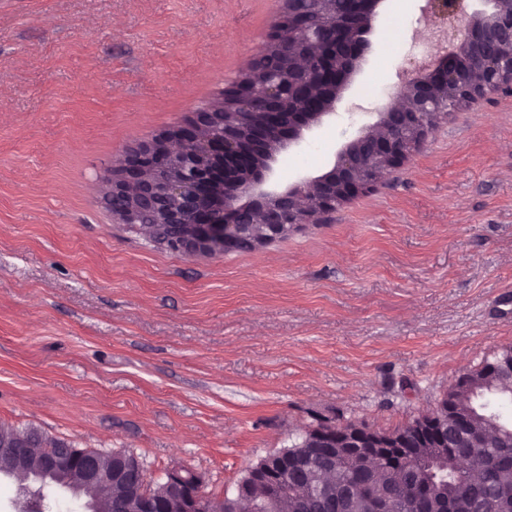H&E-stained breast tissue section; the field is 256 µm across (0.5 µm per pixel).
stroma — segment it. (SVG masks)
Wrapping results in <instances>:
<instances>
[{
    "mask_svg": "<svg viewBox=\"0 0 512 512\" xmlns=\"http://www.w3.org/2000/svg\"><path fill=\"white\" fill-rule=\"evenodd\" d=\"M381 0L319 175L426 44ZM282 0H0V426L128 450L232 494L319 418L389 430L512 346V92L448 114L371 191L265 248L188 256L117 223L114 160L237 79ZM384 88L369 99L368 86Z\"/></svg>",
    "mask_w": 512,
    "mask_h": 512,
    "instance_id": "stroma-1",
    "label": "stroma"
}]
</instances>
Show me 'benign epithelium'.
Instances as JSON below:
<instances>
[{
  "label": "benign epithelium",
  "mask_w": 512,
  "mask_h": 512,
  "mask_svg": "<svg viewBox=\"0 0 512 512\" xmlns=\"http://www.w3.org/2000/svg\"><path fill=\"white\" fill-rule=\"evenodd\" d=\"M316 23L303 12L279 16L254 54L256 63L272 43L288 45V67L307 74L305 83H285L270 76L257 92L243 80L224 90L211 106L192 113L182 124L115 160L107 182V202L127 199L113 209L120 224L135 215L156 217L153 242L186 255H212L248 242L257 250L316 224L359 193L370 190L415 151L449 110L441 98L451 94L466 105L500 88L512 87V0H483L470 13L462 0H426L425 12L464 22L463 35L444 41L440 53L405 74L391 103L375 113L336 152L333 165L317 176L281 182L273 164L298 146L305 132L335 115L342 90L359 67L363 36L381 0H349L338 14L334 0ZM465 55L474 63L462 67ZM258 116L248 143L226 132L224 102ZM443 419L429 413L417 418L409 436L440 434ZM314 448H345L371 467L391 453L401 454L405 437L380 432L362 423L335 430L325 421L307 437ZM0 457L11 469L0 478L40 483L64 476L63 490L85 497V512H98L97 491L128 486L122 496L126 512H224V501L211 498L201 478L179 468L151 480L142 463L132 464L112 450H50L23 438L0 437ZM288 455L265 456L252 477L276 475L287 468Z\"/></svg>",
  "instance_id": "obj_1"
}]
</instances>
